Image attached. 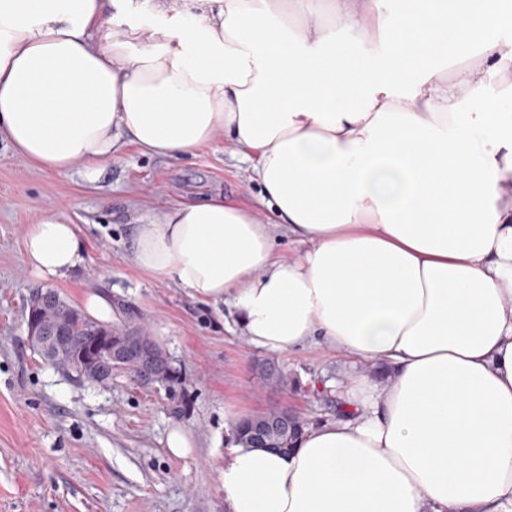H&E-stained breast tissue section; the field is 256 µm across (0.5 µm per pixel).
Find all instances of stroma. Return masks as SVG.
Here are the masks:
<instances>
[{
    "label": "stroma",
    "instance_id": "1",
    "mask_svg": "<svg viewBox=\"0 0 512 512\" xmlns=\"http://www.w3.org/2000/svg\"><path fill=\"white\" fill-rule=\"evenodd\" d=\"M106 20L118 33L161 22L152 0L120 2ZM231 151L220 138L189 159L130 146L89 181L76 170L37 168L0 142V512H224L226 409L286 407L310 424L333 414L320 384L345 372L343 355L256 350L233 332L229 308L197 301L133 262L135 206L217 193L258 203L260 185ZM49 215L77 224L86 248L82 267L52 283L35 277L23 256L28 224ZM48 288L77 306L91 294L124 299L181 367L189 412L173 416L165 388L128 371L104 386L83 384L34 354L25 310L34 292ZM263 363L283 369L288 386L261 387L255 373ZM176 423L193 436L189 456L165 445Z\"/></svg>",
    "mask_w": 512,
    "mask_h": 512
}]
</instances>
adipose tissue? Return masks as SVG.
I'll return each instance as SVG.
<instances>
[{
	"label": "adipose tissue",
	"mask_w": 512,
	"mask_h": 512,
	"mask_svg": "<svg viewBox=\"0 0 512 512\" xmlns=\"http://www.w3.org/2000/svg\"><path fill=\"white\" fill-rule=\"evenodd\" d=\"M111 3L0 0V138L91 179L225 136L274 222L149 209L136 267L254 348L353 364L290 451L228 449L226 512H512V0H153L163 25L121 34ZM24 257L59 280L85 243L44 217Z\"/></svg>",
	"instance_id": "adipose-tissue-1"
}]
</instances>
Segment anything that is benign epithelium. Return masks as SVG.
<instances>
[{"label": "benign epithelium", "mask_w": 512, "mask_h": 512, "mask_svg": "<svg viewBox=\"0 0 512 512\" xmlns=\"http://www.w3.org/2000/svg\"><path fill=\"white\" fill-rule=\"evenodd\" d=\"M56 299L53 290H40L35 292L29 300L27 323V336L33 341L42 358L53 363L65 356L71 346V336L68 330L62 326L45 328L35 319V307L52 302ZM134 363L151 366L148 382L165 383L167 374V362L160 355L159 347L155 343H149L137 337L129 336L120 344L112 343V337L106 336L97 341L95 354L85 359L83 370L77 374V378L85 383L95 384L112 380V370L126 369Z\"/></svg>", "instance_id": "7a95c632"}]
</instances>
